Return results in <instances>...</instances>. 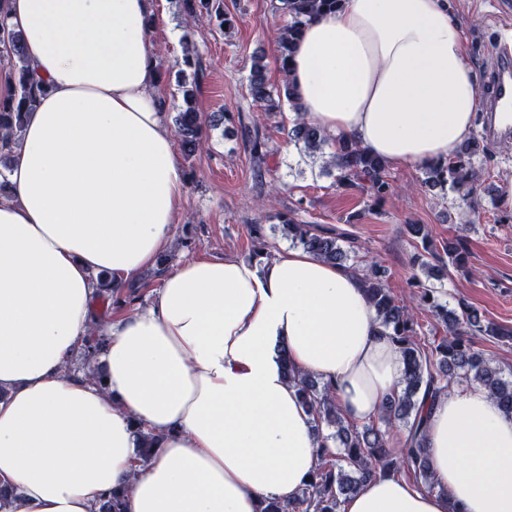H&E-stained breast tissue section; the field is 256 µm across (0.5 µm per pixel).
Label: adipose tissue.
Listing matches in <instances>:
<instances>
[{"mask_svg":"<svg viewBox=\"0 0 512 512\" xmlns=\"http://www.w3.org/2000/svg\"><path fill=\"white\" fill-rule=\"evenodd\" d=\"M31 74L29 112L0 198V487L6 512H261L310 480L319 441L275 352L331 383L354 423L401 389L361 277L304 250L198 258L141 309L96 325L95 274L114 286L172 244L186 192L147 40L150 0H5ZM289 79L306 119L388 164L447 159L468 138L478 80L448 0H345L310 22ZM103 384L68 372L92 329ZM159 438L137 467V427ZM440 489L380 477L343 512H512V418L480 384L427 422Z\"/></svg>","mask_w":512,"mask_h":512,"instance_id":"ef3b65f1","label":"adipose tissue"}]
</instances>
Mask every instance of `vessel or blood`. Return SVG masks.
<instances>
[{
	"instance_id": "vessel-or-blood-1",
	"label": "vessel or blood",
	"mask_w": 512,
	"mask_h": 512,
	"mask_svg": "<svg viewBox=\"0 0 512 512\" xmlns=\"http://www.w3.org/2000/svg\"><path fill=\"white\" fill-rule=\"evenodd\" d=\"M491 48L479 121L484 139L497 143L512 139V39L498 31Z\"/></svg>"
}]
</instances>
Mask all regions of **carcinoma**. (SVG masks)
<instances>
[{"label": "carcinoma", "mask_w": 512, "mask_h": 512, "mask_svg": "<svg viewBox=\"0 0 512 512\" xmlns=\"http://www.w3.org/2000/svg\"><path fill=\"white\" fill-rule=\"evenodd\" d=\"M183 12L190 19L207 15L217 26L228 29L234 25L233 16L216 4V0H179ZM343 0H279L280 10L288 16L287 23L280 29L276 41L279 47L281 71L289 65L292 44L300 36L303 27L321 14L334 12L342 6ZM15 61L17 87L14 101L0 102V196L4 195L9 171L13 160V147L19 137L27 113L45 88L35 81L25 61V52L19 34L7 32L0 40V58ZM203 70L202 55L193 47L184 46L183 60L176 76V86L182 93L187 106L179 109L174 117L176 134L183 148L191 152L205 137L200 112L190 105V100L199 88L200 73ZM249 95L263 112H279L283 103L293 111H302L301 105L293 98L291 85L273 88L267 84L263 57L252 58L249 78ZM288 142L303 144L310 156H315L328 143L329 136L315 123L299 115L288 131ZM242 138L245 149L254 160L255 178L264 177L261 166L268 153L267 140L256 127H243ZM336 148L329 163L323 166L327 174L336 171L335 184L338 187L358 186L366 190L374 201L379 202L390 196L393 186L388 179L387 164L377 156L361 148L352 139H335ZM479 152V141L467 138L455 155L445 161L423 165L424 185L427 188H450L466 198L472 193L470 186L473 167L469 158ZM279 221L288 228V237L294 244L313 253L321 259L343 265L348 253L336 238L314 232L308 224H299L293 215H281ZM412 235L422 239V248L427 258L421 260L427 274L435 266L429 259L442 265L462 268L465 265V245L457 237L441 246L430 240L420 224L409 225ZM365 292L377 314L381 335L391 338L401 350L405 365L401 391L389 397L381 406L379 423H365L358 426L345 423L334 397L332 384L300 374L288 361L285 349H280V365L286 379L295 384L303 402L312 416L315 430L324 424L334 432L321 438L318 449V464L311 481L301 489L298 496L286 504L272 500L262 512H342L343 503L350 493L360 485L379 475H395L405 469L412 473L417 482L428 491L441 490L435 481L426 449V417L436 401L450 392L454 385L477 381L489 392L498 408L512 418V379L504 377L503 370L491 366L475 352L472 337L492 336L512 341V328H503L491 323H482L478 314L464 303L450 310L441 303L438 289L423 283L413 276L414 286L420 289L421 300L434 308L441 316L446 336L434 347L420 343L417 322L412 310L398 304L383 282L381 269L374 266L362 275ZM105 338L92 336L80 351L86 373L101 380V369L95 365L97 354ZM405 427L401 440L399 457H391L387 443V430L394 425ZM138 463H147L156 449V435L139 427L136 431ZM339 442L340 452L331 450L330 444ZM99 512H126L124 494L114 490L105 499Z\"/></svg>", "instance_id": "cac0c4a2"}]
</instances>
